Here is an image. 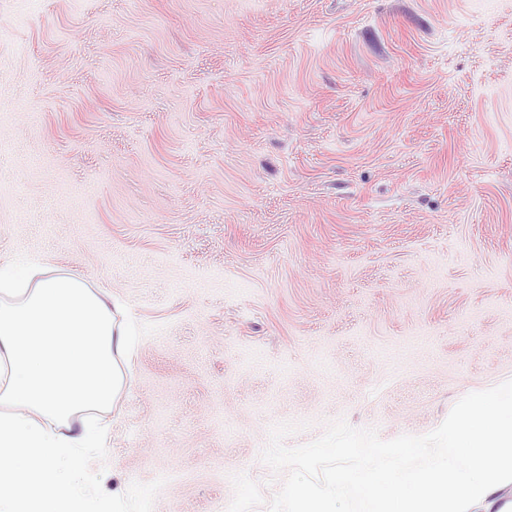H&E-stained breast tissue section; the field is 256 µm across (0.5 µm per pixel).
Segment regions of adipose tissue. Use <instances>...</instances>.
Instances as JSON below:
<instances>
[{
	"instance_id": "obj_1",
	"label": "adipose tissue",
	"mask_w": 512,
	"mask_h": 512,
	"mask_svg": "<svg viewBox=\"0 0 512 512\" xmlns=\"http://www.w3.org/2000/svg\"><path fill=\"white\" fill-rule=\"evenodd\" d=\"M0 265V512H87L81 477L132 346L111 305L75 276ZM512 392L474 397L448 426V453L426 470L366 472L371 512H512Z\"/></svg>"
}]
</instances>
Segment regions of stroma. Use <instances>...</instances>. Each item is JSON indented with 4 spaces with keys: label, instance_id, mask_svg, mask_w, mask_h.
<instances>
[{
    "label": "stroma",
    "instance_id": "35a3bbf8",
    "mask_svg": "<svg viewBox=\"0 0 512 512\" xmlns=\"http://www.w3.org/2000/svg\"><path fill=\"white\" fill-rule=\"evenodd\" d=\"M122 306L90 512H268L260 454L512 379V0H0V264Z\"/></svg>",
    "mask_w": 512,
    "mask_h": 512
}]
</instances>
